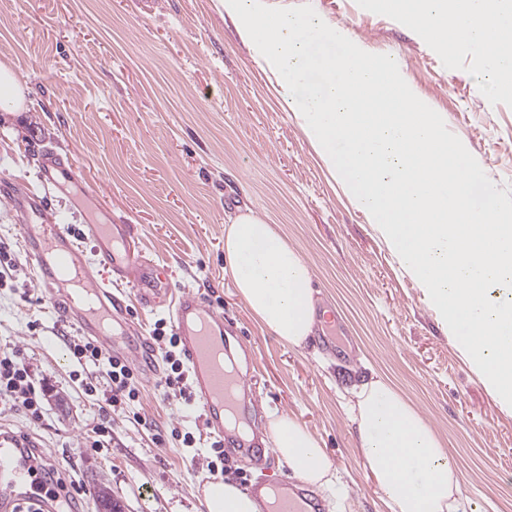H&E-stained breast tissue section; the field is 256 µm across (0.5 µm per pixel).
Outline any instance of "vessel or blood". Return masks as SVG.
Segmentation results:
<instances>
[{"mask_svg": "<svg viewBox=\"0 0 512 512\" xmlns=\"http://www.w3.org/2000/svg\"><path fill=\"white\" fill-rule=\"evenodd\" d=\"M38 179V192L21 180L0 181V201L17 213L29 260L44 285L62 299V322L142 366L145 379L154 380L158 368L149 360L143 338L112 330L125 307L123 285L133 283L143 307L165 308L211 434L235 451L251 452L253 441L238 430L247 382L224 363L223 313L191 290L170 293L159 267L142 261L132 249L130 225H83L82 235L94 244L95 258L87 260L54 206L57 191L72 179L56 151H42ZM34 445L32 437L0 428V512H19L28 501L36 503L37 512H57L59 505L48 493L44 473L30 457ZM273 495L274 512H319L303 485L287 484L274 489Z\"/></svg>", "mask_w": 512, "mask_h": 512, "instance_id": "vessel-or-blood-1", "label": "vessel or blood"}]
</instances>
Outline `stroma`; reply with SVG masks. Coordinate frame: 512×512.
<instances>
[{"label":"stroma","instance_id":"stroma-1","mask_svg":"<svg viewBox=\"0 0 512 512\" xmlns=\"http://www.w3.org/2000/svg\"><path fill=\"white\" fill-rule=\"evenodd\" d=\"M311 5L370 53L394 57L416 96L466 141L497 190L512 186V103L481 78L479 51L455 53L416 34L374 0H264ZM25 85V108L0 112V180L34 181L46 147L70 158L90 198L133 247L234 323L237 362L255 391L252 421L269 444L270 415L290 413L320 438L336 469L327 512H390L361 464L345 403L378 374L429 419L466 490V512H512V414L502 412L442 330L423 289L310 144L282 97V77L240 40L224 0H0V64ZM252 211L276 225L313 270L318 320L343 325L335 352L293 349L263 330L224 260V223ZM0 242L16 270L0 288V350L26 349L53 386L41 424L19 412L0 425L33 436L60 473L77 481L90 512L99 486L124 512H206L210 434L199 402L141 387L143 428L112 424L108 448L90 446L105 417L85 395L82 368L57 337L63 324L41 286L14 216L0 202ZM181 427L196 447L160 445Z\"/></svg>","mask_w":512,"mask_h":512}]
</instances>
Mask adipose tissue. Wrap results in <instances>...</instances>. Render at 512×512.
<instances>
[{
	"instance_id": "ef3b65f1",
	"label": "adipose tissue",
	"mask_w": 512,
	"mask_h": 512,
	"mask_svg": "<svg viewBox=\"0 0 512 512\" xmlns=\"http://www.w3.org/2000/svg\"><path fill=\"white\" fill-rule=\"evenodd\" d=\"M448 52L468 46L489 55L495 92L512 90V0H377ZM224 258L237 293L261 327L291 348H305L316 326L313 272L302 253L261 217L244 212L224 226ZM350 420L361 461L391 512H464L458 470L430 422L387 379L352 389ZM268 433L280 459L310 486L336 473L320 439L293 415L274 416ZM207 512H265L268 498L230 482L204 492Z\"/></svg>"
}]
</instances>
